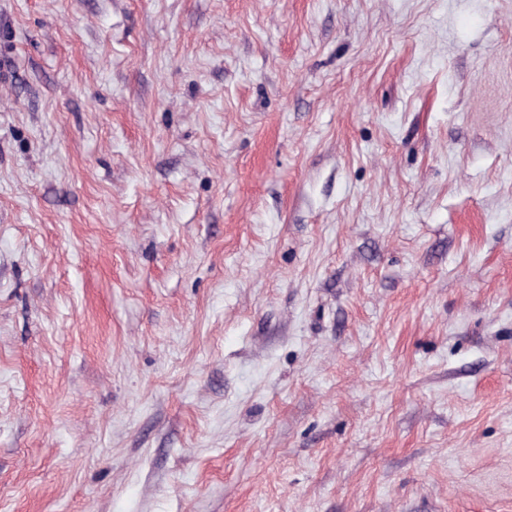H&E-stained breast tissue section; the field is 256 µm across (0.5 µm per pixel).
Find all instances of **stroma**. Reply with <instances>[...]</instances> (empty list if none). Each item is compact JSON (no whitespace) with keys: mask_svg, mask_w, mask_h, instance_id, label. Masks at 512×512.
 Wrapping results in <instances>:
<instances>
[{"mask_svg":"<svg viewBox=\"0 0 512 512\" xmlns=\"http://www.w3.org/2000/svg\"><path fill=\"white\" fill-rule=\"evenodd\" d=\"M0 512H512V0H0Z\"/></svg>","mask_w":512,"mask_h":512,"instance_id":"stroma-1","label":"stroma"}]
</instances>
